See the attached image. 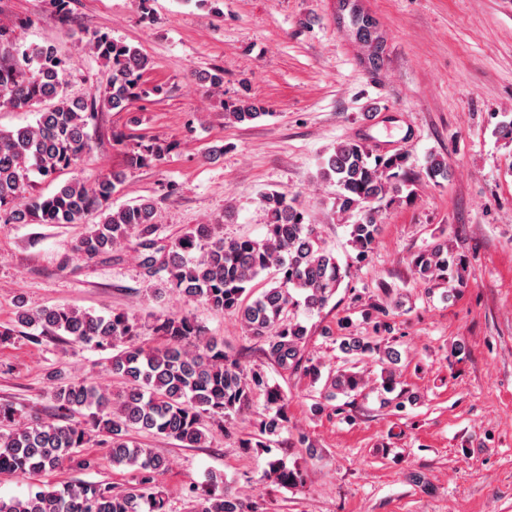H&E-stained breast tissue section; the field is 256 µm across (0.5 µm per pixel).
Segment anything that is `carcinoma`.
Returning a JSON list of instances; mask_svg holds the SVG:
<instances>
[{
  "mask_svg": "<svg viewBox=\"0 0 512 512\" xmlns=\"http://www.w3.org/2000/svg\"><path fill=\"white\" fill-rule=\"evenodd\" d=\"M10 27L0 24V110L25 109L35 121L16 129L0 128V221L24 224H82L84 231L74 246L76 258L93 262L106 255L121 259V252L136 241L140 266L147 277L167 274L165 286L185 304L201 302L212 310L234 316L247 335L258 343L264 362L283 373L324 380L311 411L344 407L338 396L361 394L363 379L357 364L370 358L386 373L384 388L397 395L387 400L397 411L406 409L409 392L396 390L395 349L391 317L399 301L364 313L372 331L357 336L347 317L336 321V331L324 336L347 356L346 364L322 374V365L307 353L310 330L299 320V310L320 313L348 277L334 249L322 238L317 225L296 197L284 191L260 196L265 214L261 238L224 236V222L195 224L168 242L158 237L154 222L156 201L110 208L123 173L108 172L87 184L73 176L53 194H27L30 175L54 181L74 172L91 147L88 123L102 108L123 112L148 93L142 77L149 58L138 48L108 35L90 40L94 52L112 67L109 85L102 93L73 98L67 91L69 60L52 43L26 46L10 40ZM268 115L266 107L251 99L229 103L224 118L252 122ZM166 148L140 146L130 153L131 167L159 162ZM408 155L375 153L359 140L336 146L323 160L319 177L336 185L339 211L354 213L348 225L354 264L365 262L381 233L380 205L400 192L407 182ZM422 174L433 181L446 177L444 159L429 156ZM98 214L96 224L84 220ZM411 265L423 283L463 285L466 260L448 251L445 241L417 252ZM266 275V287L255 291L253 282ZM20 327L59 336L71 349H112L109 371L121 384L112 390L96 381L74 380L51 371L54 383L52 414L21 415L10 403H0V475L18 478L60 470L66 466L91 472L99 458L82 449L97 445L108 449L114 466L132 469L131 484L118 489L107 481L74 480L60 486L38 484L23 498H0V512H169L158 488L166 460L142 447L137 435L165 437L186 448H201L212 432L238 435L246 454H267L261 479L288 486L301 484L303 473L287 468L272 456L273 447L308 448L309 438L299 433L281 438L288 430V401L282 390L269 383L265 370L250 365L242 354L212 335L192 313L184 310L153 318L155 340L144 338L145 325L128 311L96 315L57 305L31 310L19 304L14 327L0 330L8 341ZM263 398V408L255 410ZM198 501L193 512H268L264 494L245 499L221 475H209L204 486L188 488Z\"/></svg>",
  "mask_w": 512,
  "mask_h": 512,
  "instance_id": "obj_1",
  "label": "carcinoma"
}]
</instances>
